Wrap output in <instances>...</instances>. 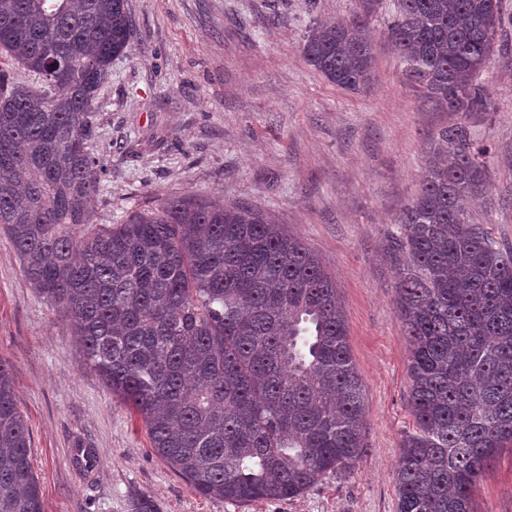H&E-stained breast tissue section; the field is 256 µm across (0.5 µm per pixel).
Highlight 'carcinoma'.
Segmentation results:
<instances>
[{
	"label": "carcinoma",
	"instance_id": "cac0c4a2",
	"mask_svg": "<svg viewBox=\"0 0 512 512\" xmlns=\"http://www.w3.org/2000/svg\"><path fill=\"white\" fill-rule=\"evenodd\" d=\"M381 0L320 22L306 63L338 87L376 81ZM512 19L500 0H397L387 38L405 78L442 112H487L479 82ZM130 48L128 0H0V52L44 88L0 72V229L87 364L140 417L156 454L206 498L292 499L368 454L365 386L336 282L264 211L194 195L94 224L102 180L96 98ZM488 149L439 133L391 235L409 343L414 430L397 512H472L470 491L512 445V251L468 205ZM0 512H45L10 366L0 361ZM130 512H161L143 493Z\"/></svg>",
	"mask_w": 512,
	"mask_h": 512
}]
</instances>
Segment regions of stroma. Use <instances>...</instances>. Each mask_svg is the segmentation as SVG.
Masks as SVG:
<instances>
[{"label":"stroma","instance_id":"obj_1","mask_svg":"<svg viewBox=\"0 0 512 512\" xmlns=\"http://www.w3.org/2000/svg\"><path fill=\"white\" fill-rule=\"evenodd\" d=\"M394 2L383 0L370 21L377 83L353 93L329 83L300 48L317 22L350 16L355 0H128L132 51L98 91L94 141L106 170L95 223L198 195L261 209L318 254L365 385L367 456L292 499L197 495L85 365L68 324L0 233V360L12 368L46 512H130L137 492L161 512H397L395 469L414 419L409 345L394 306V219L417 195L439 132L461 122L489 149L473 220L512 251V27L480 76L490 111L440 112L405 82L385 36ZM81 445L96 451L88 472L75 460ZM471 508L512 512V447L476 481Z\"/></svg>","mask_w":512,"mask_h":512}]
</instances>
